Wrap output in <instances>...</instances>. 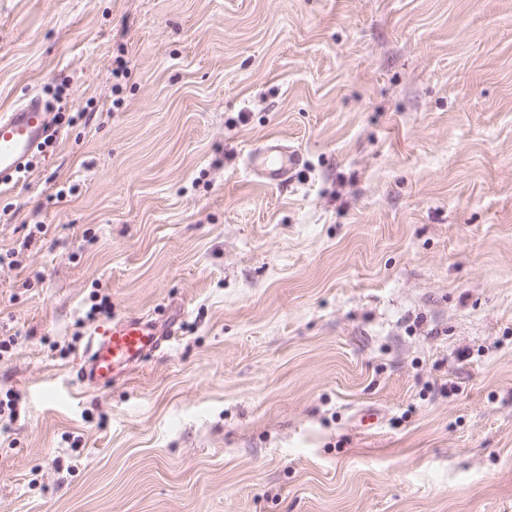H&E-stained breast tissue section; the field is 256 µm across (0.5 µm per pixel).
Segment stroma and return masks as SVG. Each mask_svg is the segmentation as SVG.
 <instances>
[{
  "mask_svg": "<svg viewBox=\"0 0 512 512\" xmlns=\"http://www.w3.org/2000/svg\"><path fill=\"white\" fill-rule=\"evenodd\" d=\"M30 95L0 512H512V0H0ZM102 294L165 339L98 389ZM253 171L262 179L278 183L288 178V173L298 163L292 153L284 154L277 145L267 144L249 159Z\"/></svg>",
  "mask_w": 512,
  "mask_h": 512,
  "instance_id": "1",
  "label": "stroma"
}]
</instances>
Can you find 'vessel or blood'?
Here are the masks:
<instances>
[{
  "label": "vessel or blood",
  "mask_w": 512,
  "mask_h": 512,
  "mask_svg": "<svg viewBox=\"0 0 512 512\" xmlns=\"http://www.w3.org/2000/svg\"><path fill=\"white\" fill-rule=\"evenodd\" d=\"M47 108L39 97H29L11 112L0 116V181L22 172L31 156L49 136ZM298 163L296 155L269 144L250 158L253 171L262 179L278 183L287 179ZM162 337L152 321L128 317L92 329L80 378L92 387L110 386L118 370L139 367Z\"/></svg>",
  "instance_id": "vessel-or-blood-1"
}]
</instances>
